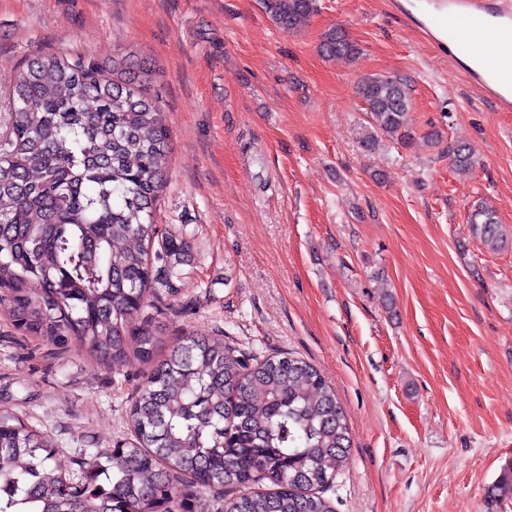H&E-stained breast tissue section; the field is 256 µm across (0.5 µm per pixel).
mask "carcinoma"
<instances>
[{"label":"carcinoma","mask_w":512,"mask_h":512,"mask_svg":"<svg viewBox=\"0 0 512 512\" xmlns=\"http://www.w3.org/2000/svg\"><path fill=\"white\" fill-rule=\"evenodd\" d=\"M264 5L287 32L316 10V0ZM320 50L360 54L338 27ZM357 95L365 150L381 135L411 145L406 82L369 75ZM12 106L0 128V304L28 336L104 365L133 357L149 374L132 397L131 437L97 453L76 484L47 435L0 415V512H194L217 490L224 512H335L324 493L348 458L349 424L315 366L289 353L250 364L197 331L165 356L163 323L129 327L190 253L154 219L171 135L151 63L131 50L101 63L37 53L15 75ZM448 158L473 168L463 144ZM469 224L489 250L509 244L491 207L475 206Z\"/></svg>","instance_id":"carcinoma-1"}]
</instances>
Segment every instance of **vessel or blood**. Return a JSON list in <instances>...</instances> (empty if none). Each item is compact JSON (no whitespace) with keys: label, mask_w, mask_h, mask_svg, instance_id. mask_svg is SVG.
<instances>
[{"label":"vessel or blood","mask_w":512,"mask_h":512,"mask_svg":"<svg viewBox=\"0 0 512 512\" xmlns=\"http://www.w3.org/2000/svg\"><path fill=\"white\" fill-rule=\"evenodd\" d=\"M435 23L417 27L437 49L449 48L460 30H468L474 49L487 65H464L469 79L479 85L500 112H512V61L499 56L502 43L512 41V0H434Z\"/></svg>","instance_id":"obj_1"}]
</instances>
